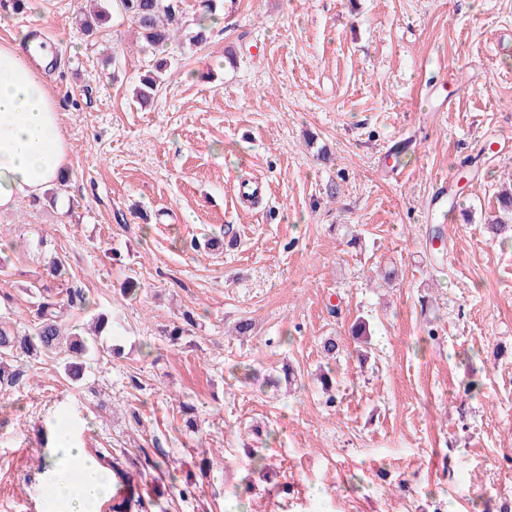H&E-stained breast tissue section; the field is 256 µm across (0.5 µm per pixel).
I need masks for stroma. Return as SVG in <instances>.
<instances>
[{"mask_svg": "<svg viewBox=\"0 0 512 512\" xmlns=\"http://www.w3.org/2000/svg\"><path fill=\"white\" fill-rule=\"evenodd\" d=\"M86 2L0 10V44L25 29L55 48L70 148L66 205L0 213V321L30 329L71 286L89 306L69 326L112 322L82 383L41 354L0 386V512L52 508L41 439L63 425L120 458L148 512H228L236 485L246 512L511 507L512 243L487 224L512 187V0H224L206 44L169 45L143 107L151 50L118 15L85 35ZM446 71L465 94L437 112ZM490 135L503 153L472 155ZM465 156L471 186L429 222L433 180ZM254 177L264 196L240 200ZM55 258L66 281L43 275ZM172 65L170 58L166 56L158 57L147 74L140 78V85L136 89V97L141 103L148 102L157 91L160 75L167 71Z\"/></svg>", "mask_w": 512, "mask_h": 512, "instance_id": "1", "label": "stroma"}]
</instances>
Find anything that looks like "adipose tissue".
Segmentation results:
<instances>
[{
  "label": "adipose tissue",
  "mask_w": 512,
  "mask_h": 512,
  "mask_svg": "<svg viewBox=\"0 0 512 512\" xmlns=\"http://www.w3.org/2000/svg\"><path fill=\"white\" fill-rule=\"evenodd\" d=\"M28 43L0 45V212L50 188L69 163L61 113L42 78L54 52L45 45L26 54ZM47 473L62 512H95L110 490L107 472L69 437L52 449Z\"/></svg>",
  "instance_id": "ef3b65f1"
}]
</instances>
